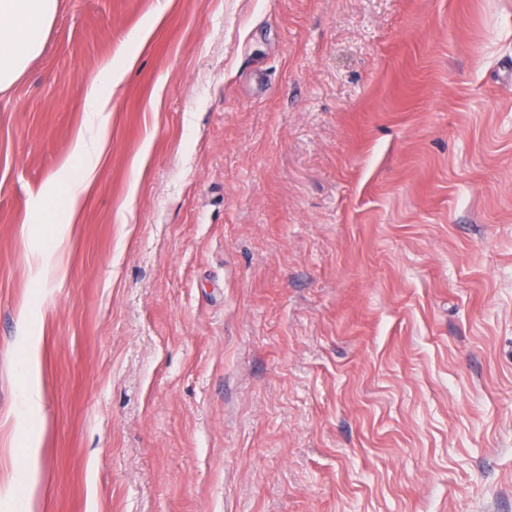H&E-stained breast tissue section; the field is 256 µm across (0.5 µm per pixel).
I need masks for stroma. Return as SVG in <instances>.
Here are the masks:
<instances>
[{
    "label": "stroma",
    "instance_id": "35a3bbf8",
    "mask_svg": "<svg viewBox=\"0 0 512 512\" xmlns=\"http://www.w3.org/2000/svg\"><path fill=\"white\" fill-rule=\"evenodd\" d=\"M111 63L40 291L34 212ZM12 485L31 512H512V0H63L0 94ZM120 69H112V63L108 64L104 74L91 76L85 82L88 117L85 131L79 134L73 145V158L81 172V181L65 184L67 187L63 192H53L37 207V218L59 211L66 216L67 225L63 226L61 234L53 237L55 242H61L64 228L73 224L81 208L83 194L101 164L105 150L102 134L111 115L112 88L118 85ZM37 363L36 350L31 348L28 356L19 364V393L16 418L24 431H32L36 423L31 412L39 405L41 391L35 377Z\"/></svg>",
    "mask_w": 512,
    "mask_h": 512
}]
</instances>
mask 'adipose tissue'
Here are the masks:
<instances>
[{
  "label": "adipose tissue",
  "instance_id": "obj_1",
  "mask_svg": "<svg viewBox=\"0 0 512 512\" xmlns=\"http://www.w3.org/2000/svg\"><path fill=\"white\" fill-rule=\"evenodd\" d=\"M61 0H0V92L10 90L23 76L29 63L38 57L53 25ZM119 82V71L89 77L85 82L88 117L84 132L73 145V158L81 172L78 182L52 193L37 208L38 214L60 212L67 222H74L82 198L104 155L102 134L110 118L112 89ZM36 352H29L19 365V393L16 418L23 430L35 427L32 412L41 400L35 377Z\"/></svg>",
  "mask_w": 512,
  "mask_h": 512
}]
</instances>
